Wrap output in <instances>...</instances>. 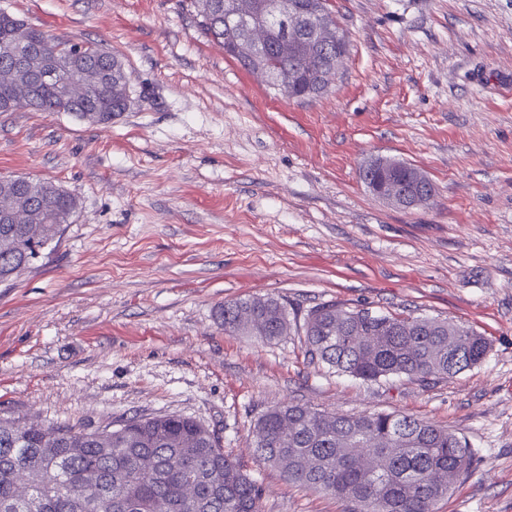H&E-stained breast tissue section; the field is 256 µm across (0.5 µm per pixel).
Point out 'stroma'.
<instances>
[{
  "label": "stroma",
  "instance_id": "35a3bbf8",
  "mask_svg": "<svg viewBox=\"0 0 512 512\" xmlns=\"http://www.w3.org/2000/svg\"><path fill=\"white\" fill-rule=\"evenodd\" d=\"M350 41L329 91L290 99L207 36L186 0H0L61 40L120 54L127 112L0 113V178L60 185L57 246L0 283V417L95 428L201 420L263 490L261 512H345L259 460L253 423L295 401L408 414L464 434L474 466L435 512H512V0H326ZM392 157L432 182L401 209L359 178ZM285 302L287 336H230L224 302ZM326 302L448 318L476 367L363 382L306 354Z\"/></svg>",
  "mask_w": 512,
  "mask_h": 512
}]
</instances>
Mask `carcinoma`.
I'll list each match as a JSON object with an SVG mask.
<instances>
[{"label":"carcinoma","mask_w":512,"mask_h":512,"mask_svg":"<svg viewBox=\"0 0 512 512\" xmlns=\"http://www.w3.org/2000/svg\"><path fill=\"white\" fill-rule=\"evenodd\" d=\"M256 20L268 30L262 62L273 74L307 73L324 65L308 39L299 54L279 55L276 45L288 34L287 20L264 13ZM199 26L237 57L240 34L226 23L224 10L201 16ZM34 45L58 58L60 71L36 82L28 108L101 124L127 110L130 86L118 55L89 43L78 54L71 42L0 13V69L11 51ZM239 61L252 66L243 57ZM94 69L108 77L89 85L83 103L63 97L66 80ZM21 89L0 78V112L13 111ZM290 96H319L316 77H300ZM77 208L76 198L55 183L23 188L0 179V211L27 213L25 224L0 223V281L18 276L55 247ZM309 315L310 358L363 381L397 376L426 384L452 378L482 363L490 349L479 332L446 318L375 314L335 302L318 305ZM218 317L228 335L263 342L288 335V308L272 296L227 301ZM207 430L202 421L177 414L131 418L109 432L104 426L73 425L21 430L16 419L0 417V512H261L260 487ZM255 430L260 460L292 484L347 503L348 512H434L474 460L463 434L389 412L328 415L288 402L263 411ZM439 472L445 480L434 478ZM21 474L29 480L25 493L18 486Z\"/></svg>","instance_id":"carcinoma-1"}]
</instances>
